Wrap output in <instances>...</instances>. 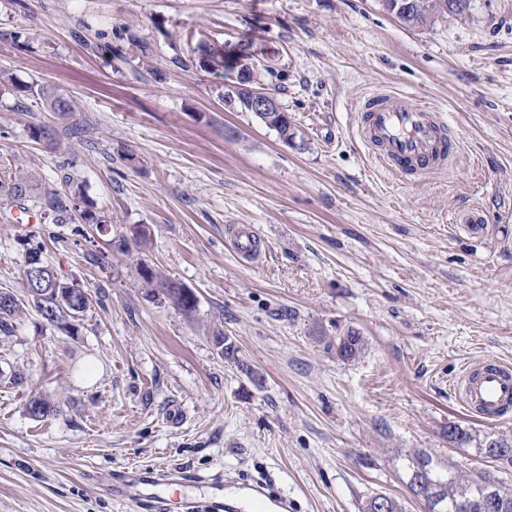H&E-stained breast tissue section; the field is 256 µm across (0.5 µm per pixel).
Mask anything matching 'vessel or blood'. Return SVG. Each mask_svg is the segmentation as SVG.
I'll return each instance as SVG.
<instances>
[{
  "label": "vessel or blood",
  "instance_id": "vessel-or-blood-1",
  "mask_svg": "<svg viewBox=\"0 0 512 512\" xmlns=\"http://www.w3.org/2000/svg\"><path fill=\"white\" fill-rule=\"evenodd\" d=\"M358 135L378 164L406 181L446 169L459 150L445 121L426 106L397 92H378L359 108ZM230 243L246 261L260 254V237L251 224L229 229ZM465 408L487 422L512 413V366L483 360L466 367L457 383Z\"/></svg>",
  "mask_w": 512,
  "mask_h": 512
}]
</instances>
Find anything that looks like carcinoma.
<instances>
[{"label": "carcinoma", "mask_w": 512, "mask_h": 512, "mask_svg": "<svg viewBox=\"0 0 512 512\" xmlns=\"http://www.w3.org/2000/svg\"><path fill=\"white\" fill-rule=\"evenodd\" d=\"M454 0H418L416 5V27H424L440 15H462L463 9L453 7ZM251 70L241 66L238 85L224 92V102L235 112L249 111L252 89L247 87L251 82ZM49 111L58 115L72 116L77 111L73 97L65 92L54 90L44 94ZM264 124L274 129L284 143L295 140L296 132L288 118V113L274 112L272 119L266 120L262 114L257 115ZM64 187L40 185L28 174L21 173L8 181L0 180V209L9 213L18 208L22 213L30 212L34 207L40 211V221L50 220L53 224L81 222L83 224L104 223L95 213L81 208L84 196L82 185L74 184V179L66 174L63 178ZM143 285L161 293L164 299L186 315L192 314L197 307L198 298L195 292L177 281L161 278L146 266L140 267ZM57 283L72 290V303L61 306L53 300V295L44 291L31 289L30 279H25L24 297L20 298L10 291H0V300L8 299L10 304H0V332L10 330L11 322L25 304L32 305L35 310L51 324H71L72 313H83L91 304V295L74 280H66L54 275ZM365 350V341L354 331L346 333V343L337 350L344 359H354ZM29 414L35 418H44L53 413L54 406L41 398H32L27 403ZM409 472L407 485L418 497L427 502L429 512H453L455 505H460L459 512H484L481 507L485 490L492 486L501 503L499 512H512V493L502 490L500 482L494 476L483 473L479 476L464 479L453 467L445 468L426 452L407 455Z\"/></svg>", "instance_id": "1"}]
</instances>
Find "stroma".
Wrapping results in <instances>:
<instances>
[{"label": "stroma", "mask_w": 512, "mask_h": 512, "mask_svg": "<svg viewBox=\"0 0 512 512\" xmlns=\"http://www.w3.org/2000/svg\"><path fill=\"white\" fill-rule=\"evenodd\" d=\"M115 28L121 58L91 50ZM205 45L223 70L201 69ZM244 64L295 143L225 110ZM0 69L35 89L0 87V172L57 185L69 161L109 222L0 214V290L22 294L40 241L92 297L75 327L26 307L0 333V512H150L114 493L134 467L182 473L170 512L246 477L293 512H364L376 492L429 512L406 485L417 450L512 488V466L476 452L512 418L480 421L452 387L467 364H512V0L424 28L383 0H0ZM56 88L82 136L46 111ZM377 90L447 122L460 150L445 172L412 185L371 158L356 110ZM470 212L485 236L454 224ZM231 224L255 225L262 258L234 255ZM143 265L192 288L193 315L151 297ZM350 330L366 349L344 361ZM35 396L54 412L32 417Z\"/></svg>", "instance_id": "obj_1"}]
</instances>
